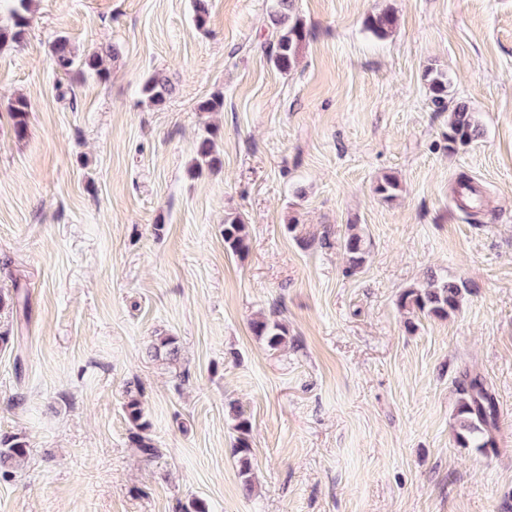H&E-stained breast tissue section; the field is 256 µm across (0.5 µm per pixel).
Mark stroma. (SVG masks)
<instances>
[{"label":"stroma","mask_w":512,"mask_h":512,"mask_svg":"<svg viewBox=\"0 0 512 512\" xmlns=\"http://www.w3.org/2000/svg\"><path fill=\"white\" fill-rule=\"evenodd\" d=\"M32 0L0 51V433L24 466L0 512H512V0H295L290 73L262 45L271 0ZM392 9L380 37L368 17ZM116 49L104 76L51 46ZM482 135L449 148L425 73ZM172 91L140 92L153 74ZM222 94L217 112L201 101ZM32 103L17 137L11 100ZM219 173L187 170L206 126ZM386 174L402 186L385 202ZM481 195L458 207L459 181ZM242 216L249 250L224 248ZM357 225L369 254L346 274ZM466 284L448 318L409 315L427 274ZM285 324L269 349L250 322ZM414 329H407V322ZM176 337L171 365L147 352ZM496 397V446L457 447L463 372ZM142 395L158 456L131 440ZM251 425L245 495L228 414ZM52 61L54 69L65 75H69L74 70L93 71L100 75L103 70V50L80 57L74 52L69 40L61 36L52 46ZM426 79L428 81L432 103L439 109L447 108L446 99L448 96V76L441 71L434 72L433 69H430L426 73Z\"/></svg>","instance_id":"obj_1"}]
</instances>
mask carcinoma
<instances>
[{
	"label": "carcinoma",
	"instance_id": "cac0c4a2",
	"mask_svg": "<svg viewBox=\"0 0 512 512\" xmlns=\"http://www.w3.org/2000/svg\"><path fill=\"white\" fill-rule=\"evenodd\" d=\"M16 5L8 15V22L0 20V48L23 41L29 19L25 12L29 10L30 0H14ZM270 19L276 29L275 42L269 47L268 58L273 66L282 73L290 72L296 65L300 50L307 38V30L302 20L294 16V0H272ZM396 18L390 11H383L368 20L370 30L384 36L390 32ZM54 69L68 75L75 70L93 71L102 74L103 52H93L83 57L78 56L69 40L61 36L52 46ZM432 103L437 108H446L448 96V76L441 71L428 70L426 73ZM142 91L149 98L160 104L165 94L169 93L168 81L159 76L148 78ZM31 103L20 96L10 106L16 135L20 138L27 133V115ZM480 136L479 124L470 109L458 103L448 115V143L464 146ZM222 165L217 151L214 132L207 131L196 146V156L189 170L192 175H200L204 170L214 171ZM400 183L397 177L386 175L375 186L383 200L392 201L397 197ZM224 245L230 252L241 255L248 251V226L239 215L224 218ZM351 274L360 270L367 254V242L359 231H351L341 242ZM468 288L454 281L438 280L431 276L426 281L405 289L399 296V307L411 313H420L437 318H446L459 310ZM255 336L264 340L269 348L277 350L288 343V329L277 320L259 316L250 323ZM148 354L154 359H161L168 364H175L180 359V347L174 336H159L148 347ZM459 399L454 413L455 442L460 448H477L485 450L495 447V440L488 427L495 424L497 418L496 400L484 381L479 376L467 372L458 384ZM125 412L134 428L132 440L150 458L158 455L149 437L151 423L145 419L141 394L127 392ZM229 413L235 421L236 438L233 454L237 457L240 474L243 477L242 490L249 495L253 491L249 478L251 471V425L236 406L229 405ZM29 454V448L17 435H0V477L8 479L13 469L22 465Z\"/></svg>",
	"mask_w": 512,
	"mask_h": 512
}]
</instances>
